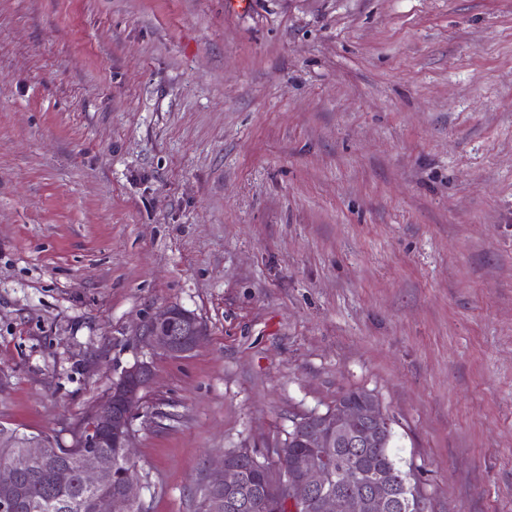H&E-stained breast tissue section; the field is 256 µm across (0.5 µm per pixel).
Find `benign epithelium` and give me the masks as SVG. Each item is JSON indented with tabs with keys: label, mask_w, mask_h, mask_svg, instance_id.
Returning <instances> with one entry per match:
<instances>
[{
	"label": "benign epithelium",
	"mask_w": 512,
	"mask_h": 512,
	"mask_svg": "<svg viewBox=\"0 0 512 512\" xmlns=\"http://www.w3.org/2000/svg\"><path fill=\"white\" fill-rule=\"evenodd\" d=\"M147 336L156 349L170 355L190 353L200 341L194 315L173 305L159 310L150 319ZM151 378L152 371L147 364L131 366L112 383L108 403L98 409L95 436L85 443L78 462L83 489L112 485V493L94 499V512H131L143 502L133 463L132 415L142 403V392ZM389 429L390 420L378 402L362 409L339 402L325 412L313 411L296 418L292 430L295 441L304 450L284 447L277 450L284 477L265 488L263 501L270 509L284 505L292 512H389L396 503L405 512H416L420 507L416 491L407 485L395 487L383 474L348 498L324 492L331 475L312 449L373 445ZM107 444L125 451L127 469L118 477L98 452ZM18 447L21 451L14 461L0 466V512H23L27 508L21 475L42 460L44 436L27 435L20 439ZM207 490L214 494L211 512H236L251 500L244 470L227 452L208 477Z\"/></svg>",
	"instance_id": "obj_1"
}]
</instances>
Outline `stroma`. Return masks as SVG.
I'll use <instances>...</instances> for the list:
<instances>
[{
	"label": "stroma",
	"mask_w": 512,
	"mask_h": 512,
	"mask_svg": "<svg viewBox=\"0 0 512 512\" xmlns=\"http://www.w3.org/2000/svg\"><path fill=\"white\" fill-rule=\"evenodd\" d=\"M142 362L149 512L352 389L433 512H512V0H0V426ZM180 328L173 330L175 321ZM197 321L194 315L182 307L169 305L159 310L149 321L147 336L151 344L158 350L170 355H184L192 352L200 341Z\"/></svg>",
	"instance_id": "obj_1"
}]
</instances>
